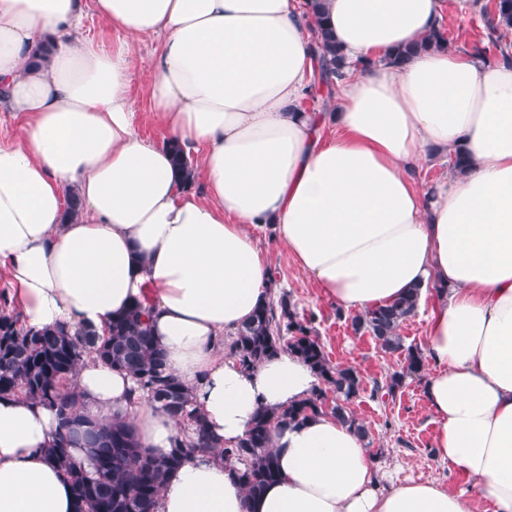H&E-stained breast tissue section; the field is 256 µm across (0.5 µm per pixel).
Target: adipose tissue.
<instances>
[{
  "mask_svg": "<svg viewBox=\"0 0 512 512\" xmlns=\"http://www.w3.org/2000/svg\"><path fill=\"white\" fill-rule=\"evenodd\" d=\"M351 64L331 114L300 107L313 62L296 0H0V282L27 327L104 329L133 302L167 370L191 386L220 445L258 410L320 385L298 356L243 369L224 351L272 297L256 235L273 225L298 272L344 310L411 289L433 294L424 384L434 453L466 496L433 482L381 485L357 431L320 414L271 432L279 479L249 497L235 468L199 453L162 487L157 512H512V59L430 50L389 64L445 13L476 0H323ZM110 44L80 38L87 13ZM159 48L150 99L165 140L143 139L128 94L140 39ZM332 121L337 135L321 128ZM202 153V191L170 145ZM469 165L431 189L435 154ZM81 200L66 220L68 195ZM79 419H125L162 454L187 426L126 372L87 355L69 376ZM59 431L38 401L0 396V512H74L44 450ZM441 160V157L431 160L414 173V180L420 189L426 190L431 188L434 183L445 176L448 170V163Z\"/></svg>",
  "mask_w": 512,
  "mask_h": 512,
  "instance_id": "1",
  "label": "adipose tissue"
}]
</instances>
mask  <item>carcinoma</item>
Returning a JSON list of instances; mask_svg holds the SVG:
<instances>
[{
	"label": "carcinoma",
	"instance_id": "1",
	"mask_svg": "<svg viewBox=\"0 0 512 512\" xmlns=\"http://www.w3.org/2000/svg\"><path fill=\"white\" fill-rule=\"evenodd\" d=\"M307 6L315 35L311 47L316 76L311 87L322 92L321 101L326 106L336 82L347 75L348 64L327 26L322 4L308 0ZM487 26L491 31L488 41L474 44L472 54L484 59L492 54L506 58L503 39L512 29V0H495ZM446 47L448 37L438 27L418 43L399 50L391 62L402 66L419 52ZM172 161L184 180L194 183L193 167L181 148L173 149ZM419 295L416 288L390 305L352 318L353 329L369 333L382 350L405 351L406 366L391 375V392L406 376L422 369L421 353L404 348L400 336L401 326L416 311ZM148 319L147 307L137 302L112 318L105 335L85 327L73 333L63 325L33 330L22 323L8 302L0 303V395L20 393L55 411L63 432L47 449V456L70 484L75 512H156L168 476L195 453L204 451L226 464L240 465V483L248 496L256 497L280 476L271 451L272 427L302 422L327 411L367 437V431L347 407L362 389V379L355 369L332 364L312 326L313 319L299 317L286 296L254 312L229 344L230 354L243 368L250 369L280 352L294 353L317 372L325 388L277 413L258 411L248 433L231 446L217 445L190 387L166 372L164 354L153 342ZM86 353L127 372L138 388L168 414L188 420V435L176 440L168 452L154 455L140 448L129 423L120 419L90 423L80 432L87 461L75 460L70 453L73 438L69 427L76 420L78 396L67 388L66 380ZM329 392L334 394L331 404Z\"/></svg>",
	"mask_w": 512,
	"mask_h": 512
}]
</instances>
